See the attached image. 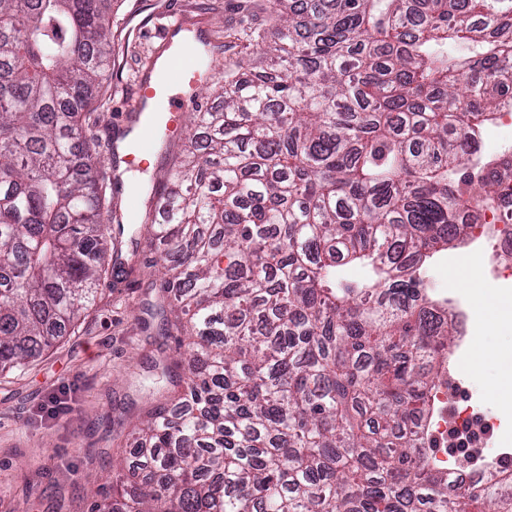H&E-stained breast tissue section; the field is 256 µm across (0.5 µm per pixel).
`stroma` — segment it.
I'll return each mask as SVG.
<instances>
[{
  "label": "stroma",
  "instance_id": "35a3bbf8",
  "mask_svg": "<svg viewBox=\"0 0 512 512\" xmlns=\"http://www.w3.org/2000/svg\"><path fill=\"white\" fill-rule=\"evenodd\" d=\"M269 0H112L115 65L102 90L99 141L120 136L134 90L161 51L162 33L176 21L214 43L225 58L244 50L225 34L259 27ZM137 250L123 248L121 269L101 282L96 303L75 334L55 343L24 372L0 378V512H88L92 495L110 484L132 458L129 433L165 396L169 379L152 366L159 350L174 353V339L158 334L146 308L154 302L149 260L162 248L138 232ZM476 243L449 248L426 278L435 292L468 295V260L483 257ZM457 397L489 421L486 448L512 450V403L491 401L486 386L502 366L474 371L470 355L455 349Z\"/></svg>",
  "mask_w": 512,
  "mask_h": 512
}]
</instances>
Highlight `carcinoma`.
Listing matches in <instances>:
<instances>
[{
    "label": "carcinoma",
    "mask_w": 512,
    "mask_h": 512,
    "mask_svg": "<svg viewBox=\"0 0 512 512\" xmlns=\"http://www.w3.org/2000/svg\"><path fill=\"white\" fill-rule=\"evenodd\" d=\"M104 2L0 0V374L74 329L125 234L92 120ZM245 36L233 62L204 44L222 109L146 201L190 377L89 512H512V472L462 483L423 448L453 338L429 260L512 221V147H483L512 0H273Z\"/></svg>",
    "instance_id": "carcinoma-1"
}]
</instances>
